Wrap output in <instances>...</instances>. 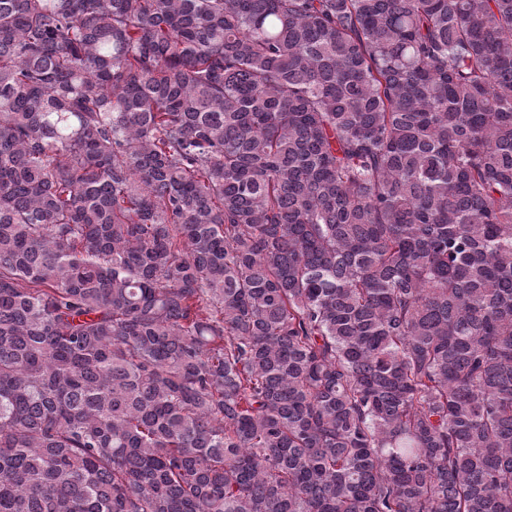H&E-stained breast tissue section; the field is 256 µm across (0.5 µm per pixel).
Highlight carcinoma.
Listing matches in <instances>:
<instances>
[{"instance_id":"carcinoma-1","label":"carcinoma","mask_w":512,"mask_h":512,"mask_svg":"<svg viewBox=\"0 0 512 512\" xmlns=\"http://www.w3.org/2000/svg\"><path fill=\"white\" fill-rule=\"evenodd\" d=\"M0 512H512V0H0Z\"/></svg>"}]
</instances>
